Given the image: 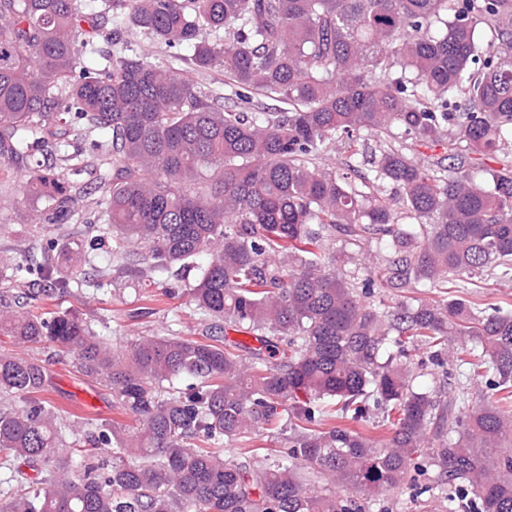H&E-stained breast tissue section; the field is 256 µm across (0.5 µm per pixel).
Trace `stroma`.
<instances>
[{
    "label": "stroma",
    "mask_w": 512,
    "mask_h": 512,
    "mask_svg": "<svg viewBox=\"0 0 512 512\" xmlns=\"http://www.w3.org/2000/svg\"><path fill=\"white\" fill-rule=\"evenodd\" d=\"M83 3L87 11L104 13L108 27L121 30L128 49L134 54L149 57L161 66L168 65L167 49L139 30L120 23L112 10L111 0H83ZM35 206V201L26 196L21 178L0 179V256L15 260L39 258L40 233L34 231L22 236L17 232L18 227L28 224L29 214ZM176 285V280L159 279L141 287L130 280L120 287L109 288L104 295L72 294L65 304L90 322L98 336L113 344L127 345L138 337L162 336L174 329L183 336L200 337L203 329L201 318L193 307L187 305L185 298L165 300L149 315L135 317L131 314L132 309L142 306L145 296L161 293ZM50 371L52 386L48 397L57 407L83 410L96 419L109 421L115 418L111 388L83 376L73 358L53 362ZM438 475V468L432 467L418 482L384 491L368 512H448L447 502L421 492L423 485L435 484Z\"/></svg>",
    "instance_id": "1"
}]
</instances>
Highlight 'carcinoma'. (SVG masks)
<instances>
[{"instance_id": "1", "label": "carcinoma", "mask_w": 512, "mask_h": 512, "mask_svg": "<svg viewBox=\"0 0 512 512\" xmlns=\"http://www.w3.org/2000/svg\"><path fill=\"white\" fill-rule=\"evenodd\" d=\"M131 27L221 68L244 104L211 105L189 80L100 46L80 0H0V159L23 163L50 230L42 260L11 267L0 337L74 356L112 388L133 425L75 421L45 397L49 360L0 352V468L28 485L6 512H354L424 466L448 512H512V309L464 288L512 282V0H113ZM401 129L422 145L456 135L466 153L420 164L366 136ZM111 132L112 172L83 159ZM340 143L362 165L315 159ZM66 164L67 171L61 170ZM102 190L103 224L80 218L65 176ZM390 182L400 207L376 189ZM401 219H415L410 228ZM385 245L365 278L327 244ZM107 246L137 281L175 278L207 336L108 346L70 309L97 293ZM431 288L390 306L371 290ZM252 335L259 346L212 330ZM465 368L448 398L415 384L420 351ZM494 399L470 409L469 383ZM326 418L336 425L319 430ZM357 423L361 429L351 426ZM284 449L224 460L259 431ZM322 484L312 491L300 470Z\"/></svg>"}]
</instances>
